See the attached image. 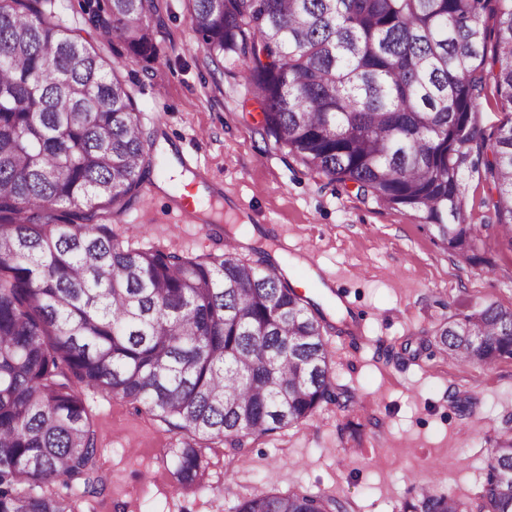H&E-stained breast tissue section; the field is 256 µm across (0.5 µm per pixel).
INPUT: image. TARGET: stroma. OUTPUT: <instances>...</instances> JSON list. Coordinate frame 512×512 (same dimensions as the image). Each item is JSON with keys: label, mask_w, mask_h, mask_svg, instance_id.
<instances>
[{"label": "stroma", "mask_w": 512, "mask_h": 512, "mask_svg": "<svg viewBox=\"0 0 512 512\" xmlns=\"http://www.w3.org/2000/svg\"><path fill=\"white\" fill-rule=\"evenodd\" d=\"M82 4L56 0L57 15L102 56L123 58L121 76L165 160L144 196L113 223L117 238L194 257L219 250L225 225H246L242 257L251 246L277 244L289 284L330 320L345 318L359 331L326 337L336 381L356 409L327 403L299 425L254 438L233 469L224 446L206 449L211 494L176 489L179 437L163 422L112 395L85 392L108 484L79 512H234L251 492L297 488L346 498L354 512H402L425 483L474 496L490 440L512 415V359L461 365L430 337L473 305H512V243L492 236L479 262L458 261L430 227L329 182L257 134L260 109L244 93L243 70L208 63L187 0H155L161 52L150 63L86 28ZM188 156L197 161L190 185L183 180ZM489 185L482 169L464 177L473 223L497 221L484 204ZM187 191L209 221L175 223Z\"/></svg>", "instance_id": "obj_1"}]
</instances>
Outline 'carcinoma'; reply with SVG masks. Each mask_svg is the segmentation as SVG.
Segmentation results:
<instances>
[{
  "label": "carcinoma",
  "instance_id": "obj_1",
  "mask_svg": "<svg viewBox=\"0 0 512 512\" xmlns=\"http://www.w3.org/2000/svg\"><path fill=\"white\" fill-rule=\"evenodd\" d=\"M188 2L206 58L242 67L262 131L308 169L405 211L466 262L484 229L512 244V121L489 138L477 123L490 83L512 109V0ZM155 11L154 0H95L85 23L155 58ZM122 67L53 0H0V512H79L102 493L85 390L185 436L174 475L198 489L210 445L236 457L325 403L356 404L335 381L320 304L268 249L192 258L116 239L112 218L159 164ZM474 149L496 224L469 220ZM435 343L466 365L512 358V308L456 313ZM235 512L353 509L290 490L249 494ZM403 512H512V427L492 440L475 502L423 487Z\"/></svg>",
  "mask_w": 512,
  "mask_h": 512
}]
</instances>
